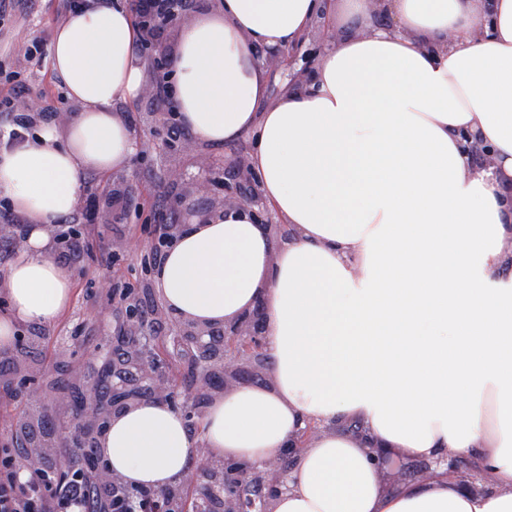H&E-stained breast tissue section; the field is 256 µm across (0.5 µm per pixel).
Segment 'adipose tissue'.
<instances>
[{
    "label": "adipose tissue",
    "mask_w": 512,
    "mask_h": 512,
    "mask_svg": "<svg viewBox=\"0 0 512 512\" xmlns=\"http://www.w3.org/2000/svg\"><path fill=\"white\" fill-rule=\"evenodd\" d=\"M322 14L341 23L314 73L269 99L259 50L300 46ZM138 43L117 0L68 14L51 66L78 112L0 148V194L30 226L0 279V348L66 308L47 229L76 214L87 173L138 152L118 109L148 84ZM170 57L183 127L216 148L250 140L290 235L239 205L182 229L154 272L163 305L205 326L261 309L269 379L215 395L198 435L156 399L113 412L112 473L162 490L201 455L263 465L304 432L273 512H512V0H221ZM378 456L439 467L388 489ZM451 456L477 487L447 474Z\"/></svg>",
    "instance_id": "ef3b65f1"
}]
</instances>
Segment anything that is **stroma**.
<instances>
[{
	"mask_svg": "<svg viewBox=\"0 0 512 512\" xmlns=\"http://www.w3.org/2000/svg\"><path fill=\"white\" fill-rule=\"evenodd\" d=\"M68 2L13 0L11 19L0 28V66L19 74L18 82L6 85V92L15 95L23 111L57 113L61 128L76 107L57 84L50 58L31 60L26 48L34 37L51 39ZM120 109L138 134L139 151L130 170L87 175L72 222L93 227L96 257L71 265L70 303L53 322L41 327L48 338L47 356L68 344L74 376L98 362L93 346L74 339V331L89 330L101 339L111 336L113 288L120 282L137 284L143 277L141 262L150 252V241L141 228L145 210H154L174 224L187 223L191 213L211 210L223 199L225 185L235 181L228 161L247 156L249 150L245 142L212 148L186 131L172 132L171 117L149 92L121 104ZM116 243L124 253L114 260L110 254Z\"/></svg>",
	"mask_w": 512,
	"mask_h": 512,
	"instance_id": "35a3bbf8",
	"label": "stroma"
}]
</instances>
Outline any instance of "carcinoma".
Listing matches in <instances>:
<instances>
[{
	"instance_id": "1",
	"label": "carcinoma",
	"mask_w": 512,
	"mask_h": 512,
	"mask_svg": "<svg viewBox=\"0 0 512 512\" xmlns=\"http://www.w3.org/2000/svg\"><path fill=\"white\" fill-rule=\"evenodd\" d=\"M119 301L125 303L127 314L139 320L140 334L123 335L121 314H116L112 346L97 345L101 349L100 365L87 372V383L97 390V395L112 392V408L121 407L131 397H151L157 381L178 382L184 395L174 407L197 432L204 407L215 392L224 389V382L238 379L244 370L251 377H263L267 366L264 336L251 314L230 324L202 328L190 322L179 320L171 324L162 319L149 288H126ZM244 323L247 328L256 329L257 334L234 335L243 330ZM44 341L45 337L32 331L18 347L0 354V410L15 412L0 425V443L53 448L59 437H67L69 452L51 477L63 487L77 476L94 496L98 493L96 457L87 432L80 426L86 408L84 395L72 391L53 415L42 406L22 407L24 388L31 381V364ZM67 368L65 355H56L55 376L45 378V385L60 387ZM195 482L196 491L191 498L182 483L164 490L163 499L170 512H267L282 475L279 470L264 471L207 458L198 466Z\"/></svg>"
}]
</instances>
